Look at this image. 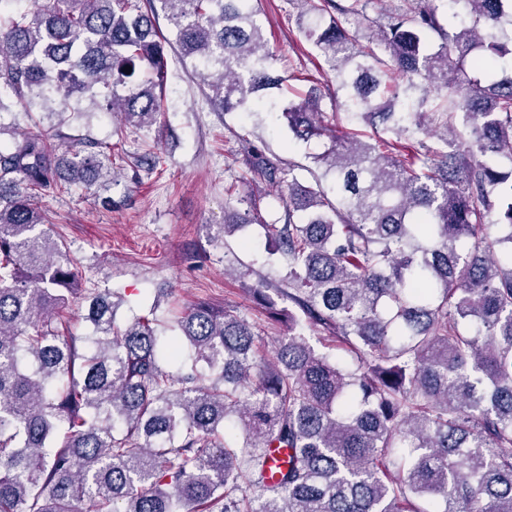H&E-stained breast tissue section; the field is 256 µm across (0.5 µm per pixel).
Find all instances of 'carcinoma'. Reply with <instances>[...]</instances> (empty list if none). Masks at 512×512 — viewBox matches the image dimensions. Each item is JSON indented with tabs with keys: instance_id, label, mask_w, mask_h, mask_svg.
I'll return each instance as SVG.
<instances>
[{
	"instance_id": "carcinoma-1",
	"label": "carcinoma",
	"mask_w": 512,
	"mask_h": 512,
	"mask_svg": "<svg viewBox=\"0 0 512 512\" xmlns=\"http://www.w3.org/2000/svg\"><path fill=\"white\" fill-rule=\"evenodd\" d=\"M19 2L0 0V111L84 97L157 124L161 13L221 111L266 110L286 82L252 0ZM292 2L336 109L388 136L330 132L297 76L277 106L294 140L328 138L311 181L243 139L284 208L266 228L288 272L248 289L288 322L274 348L209 302L166 343L147 314L119 326L115 293L87 296L93 334L73 335L79 273L37 195L112 178V148L0 149V512H512V77L494 70L512 0H454L451 23L437 0H386L364 44L345 23L372 0ZM257 215L227 194L224 233Z\"/></svg>"
}]
</instances>
